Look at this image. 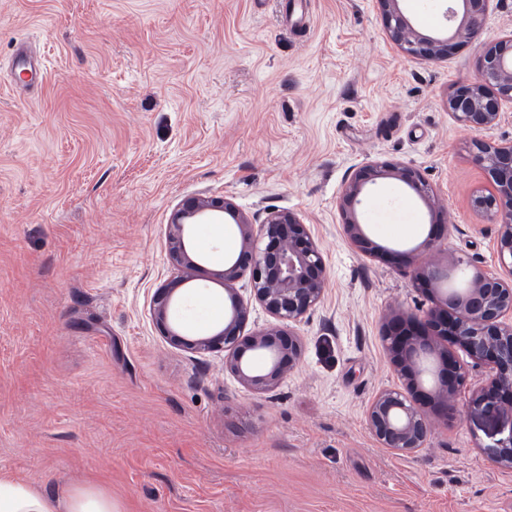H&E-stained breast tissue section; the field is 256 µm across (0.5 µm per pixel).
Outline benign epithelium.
Listing matches in <instances>:
<instances>
[{
	"label": "benign epithelium",
	"instance_id": "7a95c632",
	"mask_svg": "<svg viewBox=\"0 0 512 512\" xmlns=\"http://www.w3.org/2000/svg\"><path fill=\"white\" fill-rule=\"evenodd\" d=\"M490 0H451L448 22L459 21L453 37L475 41ZM387 33L406 55L438 59L448 54L449 39L426 36L416 31L399 7V0H377ZM478 74L465 87L448 95V114L457 124L477 134L472 140L474 161L486 172L490 189L472 199V207L499 226L497 252L508 277L489 275L465 264L460 256L438 259L435 239L427 237L418 247L405 252L406 267L414 278L439 294L440 306L420 318L392 314L386 321L383 339L398 364L414 377L422 373L424 360L441 359L430 392L436 404L430 417L406 395L386 390L376 396L367 412L372 434L385 448L401 453L425 447L439 425H448L456 413V394L464 375L454 360L441 349L446 339L472 360L492 364L495 374L487 391L477 395L470 415L486 417L512 411V142L487 138L500 120L502 105H512V38L479 43ZM393 175L415 191L431 214L432 225H442L438 199L408 166L371 161L348 179L338 201L345 218V231L353 245L365 252L381 249L357 220V206L377 179ZM200 223L231 224L240 238L237 255L224 264L218 278L224 284V322L203 332L187 328L172 317L179 287L193 280L196 262L189 255V226ZM168 251L177 270L175 278L157 289L152 316L163 336L192 352L224 350V369L248 388L269 391L299 363L302 341L283 324L299 321L322 299L327 285V268L322 251L298 214L274 210L255 223L228 197H192L172 213L168 224ZM249 273L254 298L274 316L277 323L243 335L249 307L235 293L233 284ZM265 357L258 369L252 355ZM493 461L512 467V429L498 440Z\"/></svg>",
	"mask_w": 512,
	"mask_h": 512
}]
</instances>
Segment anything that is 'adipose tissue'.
Returning a JSON list of instances; mask_svg holds the SVG:
<instances>
[{"label": "adipose tissue", "mask_w": 512, "mask_h": 512, "mask_svg": "<svg viewBox=\"0 0 512 512\" xmlns=\"http://www.w3.org/2000/svg\"><path fill=\"white\" fill-rule=\"evenodd\" d=\"M0 512H115L112 497L102 489L78 485L50 495L17 479L0 476Z\"/></svg>", "instance_id": "obj_1"}]
</instances>
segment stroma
Instances as JSON below:
<instances>
[{"instance_id":"1","label":"stroma","mask_w":512,"mask_h":512,"mask_svg":"<svg viewBox=\"0 0 512 512\" xmlns=\"http://www.w3.org/2000/svg\"><path fill=\"white\" fill-rule=\"evenodd\" d=\"M401 8L448 33L443 0ZM22 44L41 87L11 65ZM479 56L465 39L403 55L376 0H0V471L49 493L97 486L118 512H512V470L488 456L501 425L467 414L489 364L455 352L457 414L424 448L369 430L385 389L433 410L382 340L391 309L438 304L392 255L431 217L378 180L358 207L384 248L369 255L337 206L366 162L413 167L447 211L441 254L501 273L498 226L471 207L489 181L446 107ZM224 196L260 219L297 212L328 269L292 326L299 365L265 393L223 351L170 344L151 314L174 276L171 211ZM189 237L199 268L177 316L205 329L224 320L228 252L217 225Z\"/></svg>"}]
</instances>
